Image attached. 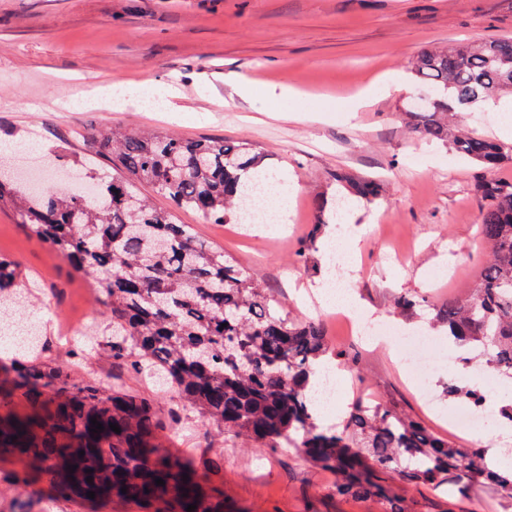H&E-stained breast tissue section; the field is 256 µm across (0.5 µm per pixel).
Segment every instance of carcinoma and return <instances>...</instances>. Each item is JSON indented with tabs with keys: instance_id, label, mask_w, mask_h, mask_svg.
I'll use <instances>...</instances> for the list:
<instances>
[{
	"instance_id": "carcinoma-1",
	"label": "carcinoma",
	"mask_w": 512,
	"mask_h": 512,
	"mask_svg": "<svg viewBox=\"0 0 512 512\" xmlns=\"http://www.w3.org/2000/svg\"><path fill=\"white\" fill-rule=\"evenodd\" d=\"M412 74L429 95L424 106L407 109L412 132L487 172L477 185L489 201L479 222L487 265L468 299L430 308L432 322L448 328L469 368L512 379V182L492 177L507 154L498 141L449 123L476 100L512 89V37L424 51ZM93 146L96 154L117 158L126 175L101 179L89 193L33 190L1 170L0 205L12 206L31 234L96 280L97 300L110 315L112 358L130 362L137 373L151 368L160 383L226 430L270 448L284 442L298 449L334 475L339 496H376L386 512H409L387 485L398 478L412 486L447 483L464 497L485 481L512 499V469L492 470L485 449L460 448L384 404L358 402L339 426L319 423L309 387L315 365L327 355L347 368L357 359L330 352L321 322L278 313L248 271L202 247L174 214L193 209L210 224L245 223L247 208L277 185L258 171L262 155L255 145L106 130L96 132ZM136 181L154 196L139 192ZM351 193L371 204L382 187L359 180ZM22 281L18 262L0 256V307L14 303ZM65 370L62 362L18 367L14 390L43 398L45 414L7 420L1 448L32 455L50 480L70 475L85 500L93 491L97 501L219 512L221 503L204 492L205 475L152 442L157 420L149 399L127 387L113 392L110 405L100 404L91 388L77 397ZM448 396L480 410L486 404L482 389L452 381ZM93 418L103 430L90 432Z\"/></svg>"
}]
</instances>
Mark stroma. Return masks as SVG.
<instances>
[{"label":"stroma","instance_id":"obj_1","mask_svg":"<svg viewBox=\"0 0 512 512\" xmlns=\"http://www.w3.org/2000/svg\"><path fill=\"white\" fill-rule=\"evenodd\" d=\"M512 36V0H0V157L35 148L64 161L92 154L91 135L106 127L171 131L187 138L247 140L264 165L296 191L278 206L284 225L209 224L191 209L177 211L199 243L222 249L272 295L278 310L322 321L332 349L355 356L338 399L352 406L372 391L376 401L422 421L464 448L480 446L487 427L460 430L447 416L454 403L449 381L479 385L487 409L512 397L503 378L475 381L472 372L449 377L458 350L430 327L428 307L413 319L395 313L398 297L445 305L465 299L488 253L478 234L485 205L476 191L483 167L449 146L415 138L403 112L417 84L409 72L423 50L460 40ZM255 92L235 94L238 79ZM116 81L143 88L174 86L172 112L145 99L122 111L92 104L97 88ZM286 98H266V88ZM373 101L358 108V90ZM233 104L219 108L222 99ZM314 106L318 120L288 119L290 109ZM375 179L384 192L357 205L351 242L342 250L356 269L350 290L360 318L387 327L389 336L422 334L434 341L431 387L443 415L420 400L408 371L391 351L350 335L333 310L314 308L323 250L335 225H321L317 203L347 192L337 174ZM407 248L405 265L387 260ZM0 255L16 259L41 303L32 317L46 347L42 362L69 359L71 381L108 400L118 383L149 398L159 420L155 444L207 475L225 512H384L378 499H348L332 491V476L292 448H267L185 410L175 390L145 382L130 367L111 370L99 340L109 315L98 304L89 275L78 272L0 207ZM88 306V330L57 340L56 329ZM24 471L17 490L9 477ZM394 494L411 512H512V499L477 488L466 498L447 487L413 488L393 480ZM0 512H138L118 500H81L42 480L36 460L0 454Z\"/></svg>","mask_w":512,"mask_h":512}]
</instances>
